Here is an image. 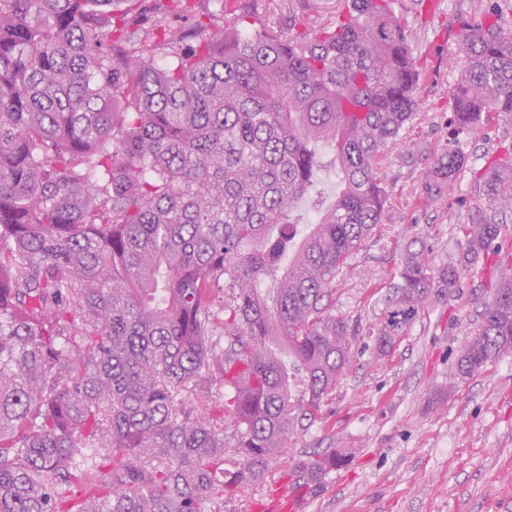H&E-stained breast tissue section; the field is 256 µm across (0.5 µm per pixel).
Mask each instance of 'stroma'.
I'll list each match as a JSON object with an SVG mask.
<instances>
[{
	"mask_svg": "<svg viewBox=\"0 0 512 512\" xmlns=\"http://www.w3.org/2000/svg\"><path fill=\"white\" fill-rule=\"evenodd\" d=\"M492 0H394L418 60V105L402 137L378 165L390 198L365 247L336 278L334 313L360 330L349 370L321 420L290 438L262 478L225 503L224 512H269L283 488L301 512H512V355L449 386L458 349L480 322L493 283L485 265L458 262L460 224L479 209L475 175L512 142V121H482L454 136L453 88L463 70L457 37L463 19ZM240 25L255 23L312 38L335 26L344 0H209ZM461 151L466 163L452 190L430 196L425 182L438 154ZM424 249L433 272L455 264V287L432 294L386 356L372 333L409 243ZM345 460L319 484L293 469L317 454Z\"/></svg>",
	"mask_w": 512,
	"mask_h": 512,
	"instance_id": "35a3bbf8",
	"label": "stroma"
}]
</instances>
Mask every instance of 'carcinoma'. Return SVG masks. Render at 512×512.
Instances as JSON below:
<instances>
[{"label":"carcinoma","mask_w":512,"mask_h":512,"mask_svg":"<svg viewBox=\"0 0 512 512\" xmlns=\"http://www.w3.org/2000/svg\"><path fill=\"white\" fill-rule=\"evenodd\" d=\"M458 48L457 131L511 118L512 5ZM418 76L393 0H345L311 40L205 0H0V512H224L321 418L356 336L336 276L381 221ZM326 151L341 189L306 217ZM464 162L446 149L428 193ZM476 184L460 252L496 274L462 378L512 354L511 146ZM456 280L409 252L376 354Z\"/></svg>","instance_id":"1"}]
</instances>
